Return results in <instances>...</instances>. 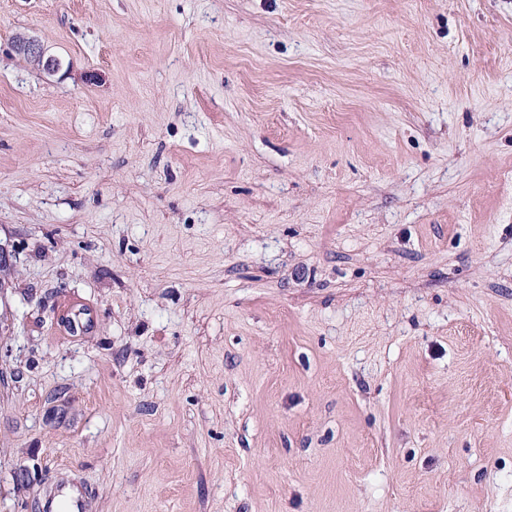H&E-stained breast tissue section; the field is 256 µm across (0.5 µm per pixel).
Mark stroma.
<instances>
[{
	"instance_id": "obj_1",
	"label": "stroma",
	"mask_w": 512,
	"mask_h": 512,
	"mask_svg": "<svg viewBox=\"0 0 512 512\" xmlns=\"http://www.w3.org/2000/svg\"><path fill=\"white\" fill-rule=\"evenodd\" d=\"M0 245V512H512V0H0ZM10 46L12 52L47 74L52 75L60 69V60L54 57H46L43 44L34 37L21 33L16 34L12 38Z\"/></svg>"
}]
</instances>
